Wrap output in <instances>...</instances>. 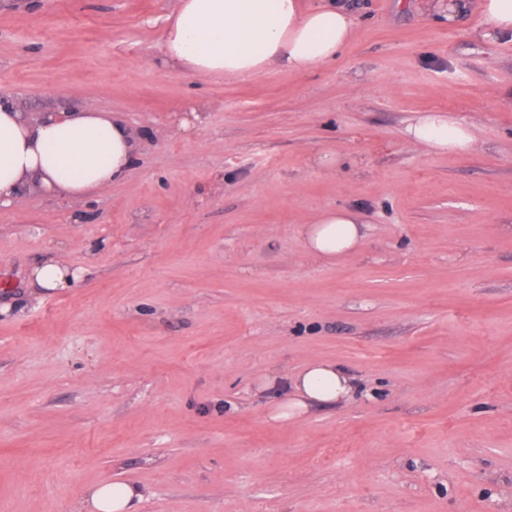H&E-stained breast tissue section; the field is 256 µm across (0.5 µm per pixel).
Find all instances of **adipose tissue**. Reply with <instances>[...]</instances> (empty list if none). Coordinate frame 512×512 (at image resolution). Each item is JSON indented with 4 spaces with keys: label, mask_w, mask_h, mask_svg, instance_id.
<instances>
[{
    "label": "adipose tissue",
    "mask_w": 512,
    "mask_h": 512,
    "mask_svg": "<svg viewBox=\"0 0 512 512\" xmlns=\"http://www.w3.org/2000/svg\"><path fill=\"white\" fill-rule=\"evenodd\" d=\"M448 21L471 11L485 19L481 39L512 33V0H419ZM343 0H175L163 42L167 64L180 71L252 78L272 68L300 73L336 61L354 37ZM418 145L459 153L476 143L472 126L442 114H424L405 128ZM138 150L121 117L85 107L66 117L32 118L0 102V205L27 184L79 198L122 180ZM302 235L312 254L329 262L353 252L364 234L358 210L323 212ZM289 395L274 415L286 420L315 403L350 399L354 380L333 362H312L291 377ZM141 489L123 481L95 487L76 512H138Z\"/></svg>",
    "instance_id": "ef3b65f1"
}]
</instances>
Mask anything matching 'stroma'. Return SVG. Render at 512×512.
<instances>
[{
  "instance_id": "stroma-1",
  "label": "stroma",
  "mask_w": 512,
  "mask_h": 512,
  "mask_svg": "<svg viewBox=\"0 0 512 512\" xmlns=\"http://www.w3.org/2000/svg\"><path fill=\"white\" fill-rule=\"evenodd\" d=\"M347 3L336 63L224 79L163 64L174 0H0L1 101L141 136L119 183L0 206V512L114 479L139 512H512V36ZM425 113L474 148L410 144ZM337 207L366 237L327 264L300 226ZM312 361L355 397L272 420ZM31 276L40 286L51 290L69 287L76 280L74 274H70L53 259L36 266L31 271Z\"/></svg>"
}]
</instances>
